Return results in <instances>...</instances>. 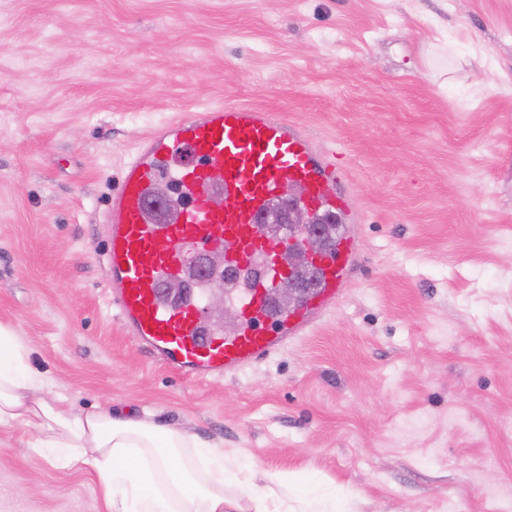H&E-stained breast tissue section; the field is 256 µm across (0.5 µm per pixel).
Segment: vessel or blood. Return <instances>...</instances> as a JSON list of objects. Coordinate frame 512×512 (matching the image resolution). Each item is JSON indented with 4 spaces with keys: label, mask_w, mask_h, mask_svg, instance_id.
<instances>
[{
    "label": "vessel or blood",
    "mask_w": 512,
    "mask_h": 512,
    "mask_svg": "<svg viewBox=\"0 0 512 512\" xmlns=\"http://www.w3.org/2000/svg\"><path fill=\"white\" fill-rule=\"evenodd\" d=\"M184 149L192 162L180 161ZM163 177L178 200L170 217L156 206L154 185ZM334 179L333 165L305 136L249 107L213 105L152 131L125 163L102 215V261L123 327L162 364L195 377L233 374L283 347L335 304L354 242L340 232L335 245L313 256L316 288L300 307L280 310L274 288L288 244L258 219L291 185L310 214L347 212ZM211 246L223 247L225 266L262 271L247 288L230 292L238 321L229 332L201 316L213 277L198 278L178 298L162 289L180 273L186 251Z\"/></svg>",
    "instance_id": "vessel-or-blood-1"
}]
</instances>
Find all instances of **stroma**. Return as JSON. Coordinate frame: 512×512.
<instances>
[{
	"mask_svg": "<svg viewBox=\"0 0 512 512\" xmlns=\"http://www.w3.org/2000/svg\"><path fill=\"white\" fill-rule=\"evenodd\" d=\"M270 113L336 155L352 269L265 359L196 378L128 336L101 214L161 122ZM0 324L79 412L318 483L341 512H512V0H0ZM0 429V512H107Z\"/></svg>",
	"mask_w": 512,
	"mask_h": 512,
	"instance_id": "35a3bbf8",
	"label": "stroma"
}]
</instances>
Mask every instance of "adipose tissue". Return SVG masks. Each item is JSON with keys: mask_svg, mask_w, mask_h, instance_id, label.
<instances>
[{"mask_svg": "<svg viewBox=\"0 0 512 512\" xmlns=\"http://www.w3.org/2000/svg\"><path fill=\"white\" fill-rule=\"evenodd\" d=\"M46 384L30 366L27 345L0 325V428L34 432L31 455L95 471L109 512H230L229 486L246 496L250 512H279L274 490L287 488L288 475L270 473L257 485L246 467L226 463L223 449L107 408L63 409L42 396Z\"/></svg>", "mask_w": 512, "mask_h": 512, "instance_id": "obj_1", "label": "adipose tissue"}]
</instances>
